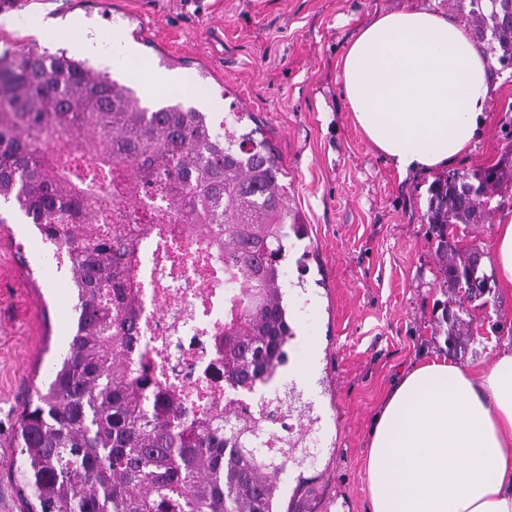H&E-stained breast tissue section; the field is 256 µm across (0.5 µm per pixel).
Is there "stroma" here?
Listing matches in <instances>:
<instances>
[{
	"label": "stroma",
	"mask_w": 512,
	"mask_h": 512,
	"mask_svg": "<svg viewBox=\"0 0 512 512\" xmlns=\"http://www.w3.org/2000/svg\"><path fill=\"white\" fill-rule=\"evenodd\" d=\"M0 17V48L25 46L45 27L81 20L120 30L132 55L114 78L136 82L135 65L187 75L215 120L254 113L274 143L288 201L307 227L289 239L281 267L294 336L281 385L319 416L303 471H287V496L304 512H370L371 423L394 383L427 357L447 356L435 246L424 213L433 173L400 175L357 126L339 61L378 15L431 5L462 18L448 0H14ZM27 27H20V17ZM486 117L474 148L454 166L496 162L512 141V69L488 58ZM31 225L0 228V512H18L7 478L19 407L68 344L72 300L66 269L45 279V261L19 262ZM474 339L454 363L488 365L512 340V292L493 287L473 311Z\"/></svg>",
	"instance_id": "obj_1"
}]
</instances>
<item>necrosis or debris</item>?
<instances>
[{"mask_svg":"<svg viewBox=\"0 0 512 512\" xmlns=\"http://www.w3.org/2000/svg\"><path fill=\"white\" fill-rule=\"evenodd\" d=\"M177 263L145 249L138 268L141 336L129 352L135 366L175 390L199 416L229 396L215 335L224 326V281L198 259L195 241H178Z\"/></svg>","mask_w":512,"mask_h":512,"instance_id":"obj_1","label":"necrosis or debris"}]
</instances>
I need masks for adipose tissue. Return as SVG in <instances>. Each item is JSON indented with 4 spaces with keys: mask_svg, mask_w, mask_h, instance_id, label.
I'll return each instance as SVG.
<instances>
[{
    "mask_svg": "<svg viewBox=\"0 0 512 512\" xmlns=\"http://www.w3.org/2000/svg\"><path fill=\"white\" fill-rule=\"evenodd\" d=\"M340 67L358 126L398 172L447 166L484 124L487 62L448 14L377 16ZM490 266L512 288V212L495 228ZM367 471L372 512H512V346L486 368L415 364L373 421Z\"/></svg>",
    "mask_w": 512,
    "mask_h": 512,
    "instance_id": "ef3b65f1",
    "label": "adipose tissue"
}]
</instances>
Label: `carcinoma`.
<instances>
[{"instance_id":"obj_1","label":"carcinoma","mask_w":512,"mask_h":512,"mask_svg":"<svg viewBox=\"0 0 512 512\" xmlns=\"http://www.w3.org/2000/svg\"><path fill=\"white\" fill-rule=\"evenodd\" d=\"M476 46L512 67V0H468ZM249 112L209 113L172 99L153 109L126 83L69 50L32 42L0 53V224L33 225L76 292L74 327L49 381L19 409L9 475L20 512H300L282 505L281 475L300 467L305 434L294 391L266 420L228 401L207 418L190 415L174 391L135 369L137 246L151 235L169 259L165 224L199 243L224 278V385L250 390L286 364L293 337L280 269L288 238L306 225L288 206L282 160ZM99 154L86 164L79 144ZM512 142L501 159L433 179L424 214L435 240L448 350L468 341L467 306L484 308L494 274L483 251L455 241L459 224H483L505 208ZM129 210L138 236L112 224L103 205ZM305 419L278 455L263 452L282 419Z\"/></svg>"}]
</instances>
